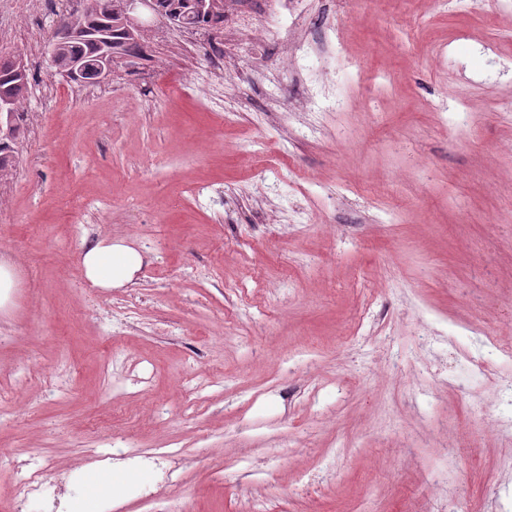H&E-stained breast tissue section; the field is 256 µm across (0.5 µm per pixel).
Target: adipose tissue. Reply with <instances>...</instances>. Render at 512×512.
<instances>
[{"mask_svg":"<svg viewBox=\"0 0 512 512\" xmlns=\"http://www.w3.org/2000/svg\"><path fill=\"white\" fill-rule=\"evenodd\" d=\"M141 264L142 258L137 251L107 240L88 247L81 259L85 279L97 288H116L132 283Z\"/></svg>","mask_w":512,"mask_h":512,"instance_id":"ef3b65f1","label":"adipose tissue"}]
</instances>
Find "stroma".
Listing matches in <instances>:
<instances>
[{
	"mask_svg": "<svg viewBox=\"0 0 512 512\" xmlns=\"http://www.w3.org/2000/svg\"><path fill=\"white\" fill-rule=\"evenodd\" d=\"M85 4L0 0V56L31 73L0 181V512L37 469L70 512H152L171 450L187 512H448L440 486L512 512V444L460 367L462 325L512 326V11L361 26L306 0L309 40L345 54L344 111L314 115L280 47L229 22L223 69L214 32L168 28L64 81L50 43ZM103 235L142 254L133 284L84 279ZM108 469L121 489H91Z\"/></svg>",
	"mask_w": 512,
	"mask_h": 512,
	"instance_id": "stroma-1",
	"label": "stroma"
}]
</instances>
